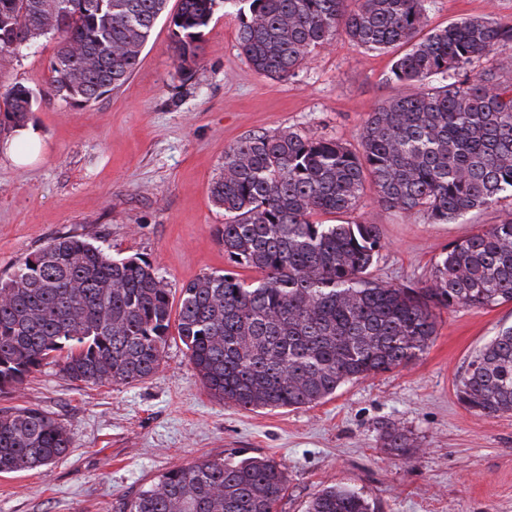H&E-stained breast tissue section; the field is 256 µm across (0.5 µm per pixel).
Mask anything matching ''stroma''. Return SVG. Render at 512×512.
Returning <instances> with one entry per match:
<instances>
[{
	"label": "stroma",
	"mask_w": 512,
	"mask_h": 512,
	"mask_svg": "<svg viewBox=\"0 0 512 512\" xmlns=\"http://www.w3.org/2000/svg\"><path fill=\"white\" fill-rule=\"evenodd\" d=\"M178 8L168 0L122 86L83 108L38 101L29 121L41 144L35 162L17 166L0 150V276L52 238L75 234L113 257H142L180 291L229 266L216 236L224 211L209 192L225 149L285 129L355 147L377 105L413 91L391 80L395 50H367L344 36L288 79L266 78L238 47V16L222 9L185 70L171 22ZM428 16L433 29L465 18L512 24V0H430ZM56 51L44 37L0 53V84L41 88ZM509 211L512 198L434 224L379 205L368 188L353 217L381 233L372 278L400 284L429 280L450 242ZM511 325L510 303L440 309L417 360L299 409L250 411L211 397L174 335L160 371L142 383L74 382L47 363L0 393V410L40 407L73 446L50 466L1 475L0 512H120L168 469L227 457L279 465L286 486L278 512H307L331 485L363 494L374 512H512V413L472 412L455 393L471 358ZM395 429L410 457L388 448Z\"/></svg>",
	"instance_id": "obj_1"
}]
</instances>
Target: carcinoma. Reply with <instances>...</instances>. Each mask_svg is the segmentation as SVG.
<instances>
[{
  "instance_id": "cac0c4a2",
  "label": "carcinoma",
  "mask_w": 512,
  "mask_h": 512,
  "mask_svg": "<svg viewBox=\"0 0 512 512\" xmlns=\"http://www.w3.org/2000/svg\"><path fill=\"white\" fill-rule=\"evenodd\" d=\"M430 0H180L172 17L181 66L219 6L240 16L238 45L253 69L283 79L338 35L367 50L404 46L391 79L416 85L379 104L358 148L292 130L224 151L211 186L227 218L224 256L256 271L205 273L171 289L138 257L114 258L65 235L0 278V392L47 360L93 384L152 378L176 329L209 394L245 410L298 408L344 383L405 367L428 348L440 307L512 304V213L448 244L423 284L369 278L377 225L323 224L353 213L365 183L377 202L450 223L512 197V82L470 74L475 60L512 49V24L465 19L429 31ZM167 0H0V52L47 35L58 49L44 88L0 90V132L26 127L38 97L84 107L132 75ZM452 79L439 86L429 79ZM457 399L484 415L512 412V327L467 364ZM72 447L62 423L34 407L0 410V474L46 467ZM281 468L266 458L204 459L172 468L123 512H277ZM308 512H373L362 494L323 490Z\"/></svg>"
}]
</instances>
